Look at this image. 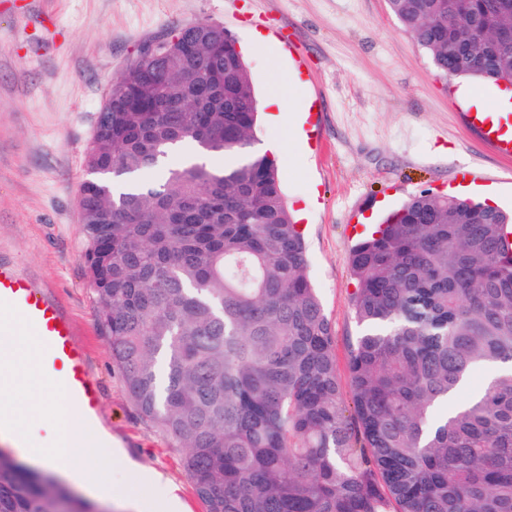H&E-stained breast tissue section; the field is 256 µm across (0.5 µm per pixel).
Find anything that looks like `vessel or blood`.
Instances as JSON below:
<instances>
[{
    "mask_svg": "<svg viewBox=\"0 0 512 512\" xmlns=\"http://www.w3.org/2000/svg\"><path fill=\"white\" fill-rule=\"evenodd\" d=\"M469 123L492 149L512 155V138L504 137L501 124L493 123L488 113L470 114ZM0 301L13 305L31 322L53 377L64 387L66 402L85 417H93L100 401L90 379L87 353L76 337L73 322L49 288L0 260Z\"/></svg>",
    "mask_w": 512,
    "mask_h": 512,
    "instance_id": "b4317fda",
    "label": "vessel or blood"
}]
</instances>
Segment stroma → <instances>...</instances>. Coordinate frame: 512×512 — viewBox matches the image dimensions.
Here are the masks:
<instances>
[{
	"instance_id": "obj_1",
	"label": "stroma",
	"mask_w": 512,
	"mask_h": 512,
	"mask_svg": "<svg viewBox=\"0 0 512 512\" xmlns=\"http://www.w3.org/2000/svg\"><path fill=\"white\" fill-rule=\"evenodd\" d=\"M238 41L258 96L284 91L308 110L303 150L279 165L304 233L308 273L335 330L340 378L361 334L351 306L350 253L378 215L428 190L481 179L512 208V158L468 125L474 81L441 76L387 0H0V258L41 280L73 320L100 393L99 426L132 467L113 477L154 500L142 470L172 478L185 512H204L175 441L129 400L98 321L78 200L84 155L112 80L142 45L195 21ZM279 35L257 46L254 34Z\"/></svg>"
}]
</instances>
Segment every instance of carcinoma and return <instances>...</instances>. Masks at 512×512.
<instances>
[{
  "label": "carcinoma",
  "mask_w": 512,
  "mask_h": 512,
  "mask_svg": "<svg viewBox=\"0 0 512 512\" xmlns=\"http://www.w3.org/2000/svg\"><path fill=\"white\" fill-rule=\"evenodd\" d=\"M439 74L512 81V0H388ZM134 60L172 106L102 108L79 207L99 319L139 415L171 436L207 512H512V214L425 190L351 251L364 332L346 402L335 332L279 168L253 150L260 101L208 21ZM224 70V90L209 85ZM485 392L454 398L478 367ZM0 450V512H84Z\"/></svg>",
  "instance_id": "carcinoma-1"
}]
</instances>
